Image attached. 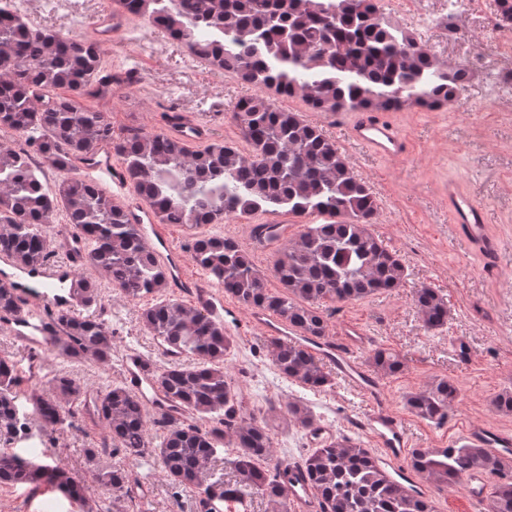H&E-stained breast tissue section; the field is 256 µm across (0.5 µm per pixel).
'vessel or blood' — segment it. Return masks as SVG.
Listing matches in <instances>:
<instances>
[{
  "mask_svg": "<svg viewBox=\"0 0 512 512\" xmlns=\"http://www.w3.org/2000/svg\"><path fill=\"white\" fill-rule=\"evenodd\" d=\"M127 24V18L108 9L95 16L90 24V31L95 38L107 41L111 39L113 30ZM166 126L171 133L191 143L206 141L210 135L207 124L182 113L167 117ZM345 131L349 142L363 146L384 158H400L411 151L410 141L380 112L351 113ZM79 167L88 180L119 200L130 221L139 225L156 261L170 275V288L188 295L195 304L220 323L227 326L237 325L238 309L225 299L221 291L185 275L181 256L173 248L152 210L144 202L133 198L125 173L113 163L110 149L104 145L97 147L87 160L80 162ZM445 201L452 222L457 228L458 242L482 256V270L485 275H495L502 241L487 230L489 215L486 206L453 183L448 186ZM0 283L13 288L25 301L24 312L17 319L9 321L10 331L20 340L35 347L44 346L46 335L40 307L47 298L40 293V286H59V293L49 298L58 306L73 312L85 306V280L68 258L30 269L19 266L12 256L0 254ZM250 324L283 340L293 341L297 338L296 332L286 323L262 312L253 313ZM366 343L367 334L364 329L358 324L349 323L342 328L339 338L314 341L313 348L333 366L339 378L357 388L369 399V427L383 448L386 458L398 460L408 451L406 432L399 417L383 402L381 383L361 364L359 354ZM121 368L124 383L143 398L147 408H154L159 397L155 383V366L138 352L129 351L121 359ZM468 435L473 442L494 451L512 447V435L484 425L471 426ZM286 491L294 512H316V501L307 483L289 484Z\"/></svg>",
  "mask_w": 512,
  "mask_h": 512,
  "instance_id": "b4317fda",
  "label": "vessel or blood"
}]
</instances>
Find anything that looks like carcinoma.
<instances>
[{"label": "carcinoma", "mask_w": 512, "mask_h": 512, "mask_svg": "<svg viewBox=\"0 0 512 512\" xmlns=\"http://www.w3.org/2000/svg\"><path fill=\"white\" fill-rule=\"evenodd\" d=\"M120 11L148 21L192 55L235 74L256 92L239 99L233 119L250 150L213 143L191 150L179 138L130 128L112 130L109 113L89 101L125 80L104 63L101 45L30 27L0 0V130L22 140L0 146V253L36 266L53 255L50 228L63 215L71 237L83 244L82 272L89 276V314L64 312L47 303L46 343L57 356L107 365L114 332L104 317L102 283L128 300L152 297L141 309L143 327L169 357H191L188 366H160L156 384L168 410L149 420L142 399L125 384L106 381L93 394L68 375L47 380L49 392L29 401L43 430L63 431L81 414L97 417L102 433L86 449L93 480L139 497L131 470L101 457L121 451L135 462L156 456L174 493L198 490L197 512L216 499L237 500L241 487L261 494L272 512H288L291 479L272 462L267 423L247 413L224 372L236 337L202 308L161 294L166 273L146 246L140 228L104 190L73 173V162L101 143L111 146L138 197L162 224L200 228L258 212L316 216L278 250L273 267L280 291L232 238L206 232L192 243V261L242 306L265 312L305 338L327 335L320 305L359 301L404 286L407 270L397 251L370 229L378 214L371 188L319 126L267 96L298 97L312 110L391 112L449 105L464 91L468 70L431 54L416 36L394 25L381 0H118ZM41 157L64 177L50 189ZM422 326H448V304L438 289H416ZM24 301L0 287V320L21 312ZM272 364L287 380L317 390L332 384L321 358L293 341L272 340ZM374 372L394 376L405 364L396 353L369 355ZM17 362L0 356V437L30 435L20 410ZM457 385L440 379L406 397L415 414L442 421L458 399ZM309 429L314 419L297 401L271 405ZM233 448L238 475L233 485L212 480V464ZM410 468L437 488L479 471L496 475L489 512H512V467L488 448L469 441L449 448H418ZM321 512H433L429 499L388 476L364 448L345 438L315 449L302 463ZM0 483L36 493L60 491L85 512H98L86 483L55 455L32 449L24 458L0 450Z\"/></svg>", "instance_id": "obj_1"}]
</instances>
